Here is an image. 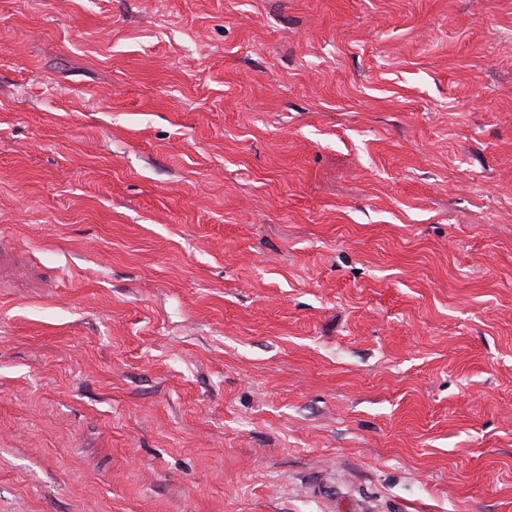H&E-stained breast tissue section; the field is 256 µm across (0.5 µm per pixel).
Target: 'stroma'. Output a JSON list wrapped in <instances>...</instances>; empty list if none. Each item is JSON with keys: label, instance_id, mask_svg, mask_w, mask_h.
Listing matches in <instances>:
<instances>
[{"label": "stroma", "instance_id": "obj_1", "mask_svg": "<svg viewBox=\"0 0 512 512\" xmlns=\"http://www.w3.org/2000/svg\"><path fill=\"white\" fill-rule=\"evenodd\" d=\"M0 512H512V0H0Z\"/></svg>", "mask_w": 512, "mask_h": 512}]
</instances>
